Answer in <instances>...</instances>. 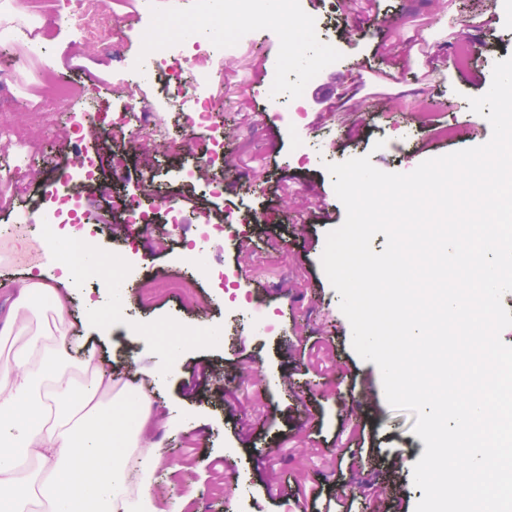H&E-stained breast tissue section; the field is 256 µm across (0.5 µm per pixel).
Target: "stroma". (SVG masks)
Returning <instances> with one entry per match:
<instances>
[{"label":"stroma","mask_w":512,"mask_h":512,"mask_svg":"<svg viewBox=\"0 0 512 512\" xmlns=\"http://www.w3.org/2000/svg\"><path fill=\"white\" fill-rule=\"evenodd\" d=\"M77 0H44L45 17L29 13L25 0H0V72L12 79L0 90V131L25 129L36 144L37 165L18 187L0 176V226L18 211L36 212L43 185L72 162L110 156L108 169L82 190L81 224L90 229L106 261L134 257L144 275L134 299L125 301V321L101 334L85 320V303H108L103 278L66 280L73 299L69 317L75 346L92 343L117 376L137 366L135 383L151 398L157 424L146 443L157 460L155 503L166 512L172 498L185 499L184 512H320L302 504L300 491L351 504V512H415L423 492L412 479L425 444L413 434L414 414L391 408L379 368L351 346V326L340 297L322 266L326 236L345 220L326 166L370 157L384 172L408 173L421 162L486 143L491 126L470 111L468 100L485 94L496 61L512 56V0L470 8L468 0H378L365 11L360 0H306L304 13L319 21L336 43V61L322 64L297 91L307 117L302 125L279 124L263 89L279 74L281 47L256 30L233 52L212 55L200 86L224 129V156L210 163L212 132L185 136L183 94L167 87L162 73L147 71L135 102L121 89L125 62L144 43L146 12L170 19L190 12L193 0H109L108 41L74 42L63 18ZM492 15L483 29L474 15ZM40 41L44 58L27 52ZM465 43L471 56L462 69L447 55ZM80 90L77 107L93 116L73 129L55 104L60 83ZM333 92L354 88L340 108L313 96L315 87ZM134 104L170 132L169 142L125 141L102 149L115 112ZM460 126L452 142L433 129ZM409 132L399 140V129ZM198 171L189 200L180 201L182 221L171 229L123 223L113 199L134 195L151 206L180 181L184 168ZM255 188H239L238 177ZM223 179L224 193L207 185ZM257 215L239 226L235 238L199 239L202 217L220 222L225 214ZM199 249L201 261L186 263ZM31 227L24 249L0 241V304L30 268L49 266ZM231 269L238 285L229 293L214 272ZM182 274L197 283L195 299L166 293L151 305L142 300L157 278ZM276 323L264 332L259 321ZM167 327L172 334L205 326L223 339L206 347L187 345L168 358L163 338L144 339L137 328ZM362 452L363 469L349 471L348 458ZM376 482L374 499L364 498L362 480Z\"/></svg>","instance_id":"35a3bbf8"}]
</instances>
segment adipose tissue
Listing matches in <instances>:
<instances>
[{"instance_id": "adipose-tissue-1", "label": "adipose tissue", "mask_w": 512, "mask_h": 512, "mask_svg": "<svg viewBox=\"0 0 512 512\" xmlns=\"http://www.w3.org/2000/svg\"><path fill=\"white\" fill-rule=\"evenodd\" d=\"M71 297L43 271H28L0 315V512H157L143 451L154 419L150 398L118 382L103 359H73L67 328ZM85 373L77 382L75 371ZM141 479L129 483V449Z\"/></svg>"}]
</instances>
